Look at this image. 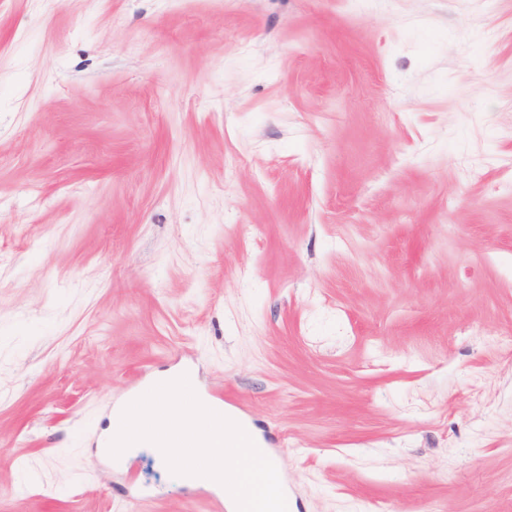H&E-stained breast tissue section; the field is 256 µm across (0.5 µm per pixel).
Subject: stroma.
Wrapping results in <instances>:
<instances>
[{"mask_svg":"<svg viewBox=\"0 0 512 512\" xmlns=\"http://www.w3.org/2000/svg\"><path fill=\"white\" fill-rule=\"evenodd\" d=\"M181 367L291 512H512V0H0V512H211L96 456Z\"/></svg>","mask_w":512,"mask_h":512,"instance_id":"35a3bbf8","label":"stroma"}]
</instances>
